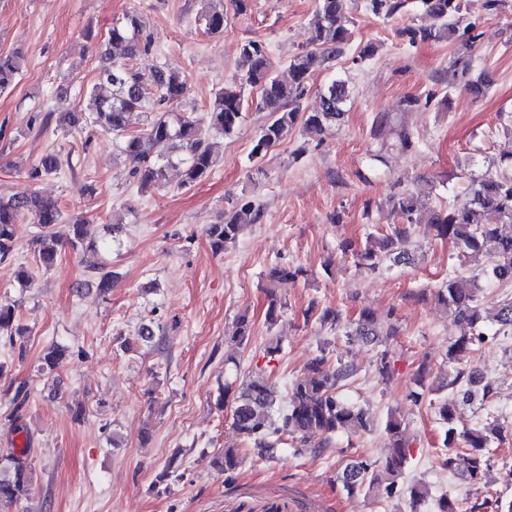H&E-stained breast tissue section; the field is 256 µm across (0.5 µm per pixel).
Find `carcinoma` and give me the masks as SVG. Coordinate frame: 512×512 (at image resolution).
Returning <instances> with one entry per match:
<instances>
[{
	"instance_id": "cac0c4a2",
	"label": "carcinoma",
	"mask_w": 512,
	"mask_h": 512,
	"mask_svg": "<svg viewBox=\"0 0 512 512\" xmlns=\"http://www.w3.org/2000/svg\"><path fill=\"white\" fill-rule=\"evenodd\" d=\"M348 0H318L315 21L307 39L308 47L290 56V80L283 81L275 73L266 45L247 40L240 45V73L224 88L214 94L202 119L179 113V107L189 95L187 77L179 70L164 64L155 66L154 84L145 87L131 60L150 55V45L140 37L143 22L129 19L125 26L111 30L112 50L101 53L102 66L93 86L83 90V108L65 113L59 124L68 130L98 126L118 137V148L134 164L133 177L140 191L166 185V171L172 162L171 145L178 141L184 151L182 185L193 186L204 181L213 168L209 135H231L239 127L246 107V90L255 88L260 93L263 109L268 112L250 153L249 162L257 174L263 173L262 160L268 150L292 133L297 125L308 131L323 133L344 115L347 85L334 81L320 94V106L305 112L302 99L311 76L344 53L352 38L353 18L347 8ZM467 0H421L425 13L433 20L429 27L407 29L410 40L437 41L446 38L458 45L463 56H469L474 25L467 21ZM366 8L376 17L390 19L402 12L407 0H366ZM204 32L219 35L224 32V11L205 10L201 14ZM24 56L21 51L0 52V92L11 87L22 71ZM133 112L152 113L146 126L136 134L127 132L128 118ZM61 160L57 153L44 154L27 172L29 181H38L56 174ZM404 223L394 226L392 234L379 242L367 240L364 248L354 249L352 242L343 243L345 252L356 251L361 267L371 272L382 268L385 259L403 254L401 246L412 236L414 225L426 222L437 235L446 238L469 261L480 266V274L502 286L512 285V231L505 232L504 224H512V173L488 172L471 181L469 200L461 206H450L446 211H431L422 220L418 197L403 193L393 202ZM486 212L496 219L494 224H480L476 215ZM32 213L41 224V230L29 243L30 251L43 265L50 266L58 249L67 245L78 253L87 248L84 218L65 219L56 202L40 197L30 188L0 195V261L8 259L15 249L16 224ZM260 209L246 201L224 213V221L211 225L206 234L211 247L218 253L224 244L236 240L242 230L254 224ZM475 280L450 274L444 286L437 290L436 299L453 317L457 333L448 340L446 356L450 360L465 352L476 351L489 342L485 329L487 319L497 323V336H512V297L503 300L493 315L486 314L478 295ZM306 318H315L322 327L335 329L341 322L340 314L329 307L315 310L310 307ZM29 330L15 315V306L0 303V335L11 344L24 346ZM394 322L381 325L375 314L361 310L355 320L354 335L367 343L388 344L398 336ZM67 357L59 344L46 348L40 358L38 371L57 372ZM376 372L385 381L394 377L389 350L380 351ZM357 374V368L341 361H330L326 349L310 358L305 374L295 378L285 397H280L277 386L261 372L249 373L237 388L224 383L218 405L229 408L232 426L244 442L264 458H273L289 437L304 443L312 436H320L329 444L336 432L351 430L371 432L383 428L391 441L390 453L384 464L364 458L349 465L342 472V484L349 497L373 496L387 500L406 498L410 512H421L428 506L432 512H457L448 496L435 498L430 486L422 479L409 484L399 481L404 473L410 448L415 443L408 424L393 412L382 424L374 423L369 411L347 403L340 389ZM448 393L434 406L438 420L445 427L443 447L448 449L444 466L451 473L458 465L457 450H467L464 476L478 484L490 466L489 451L496 442L505 440L504 427L498 422L477 423L470 427L458 426V399L468 401L481 394L488 399L497 393V381L476 369H459L439 386ZM243 457L239 448L226 446L215 457V466L232 478ZM31 490L30 465L25 452L11 451L0 456V504L12 506Z\"/></svg>"
}]
</instances>
